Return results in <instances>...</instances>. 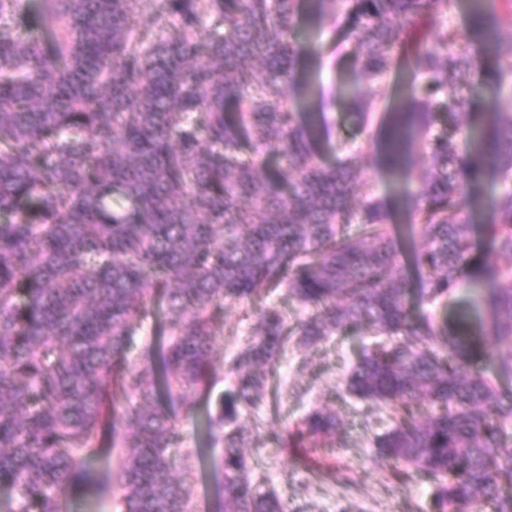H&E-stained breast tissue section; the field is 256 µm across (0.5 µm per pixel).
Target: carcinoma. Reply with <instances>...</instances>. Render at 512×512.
I'll list each match as a JSON object with an SVG mask.
<instances>
[{"instance_id":"obj_1","label":"carcinoma","mask_w":512,"mask_h":512,"mask_svg":"<svg viewBox=\"0 0 512 512\" xmlns=\"http://www.w3.org/2000/svg\"><path fill=\"white\" fill-rule=\"evenodd\" d=\"M297 2L0 0L4 512L112 490L119 512H193L172 449L203 403L221 512H288L243 451L251 412L289 345L361 327L380 340L343 386L391 413L373 465L428 482L430 512H512V388L496 383L512 375V0H466L464 30L448 27L460 0H308L354 42L342 95L404 185L405 252L347 145L317 157L316 113L293 96ZM471 79L496 88L481 125ZM497 184L478 259L472 213ZM467 286L468 314L412 318L411 295L445 306ZM275 292L314 313L288 327ZM257 300L224 356V307ZM342 429L319 408L272 439Z\"/></svg>"}]
</instances>
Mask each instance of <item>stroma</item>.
<instances>
[{"label":"stroma","instance_id":"1","mask_svg":"<svg viewBox=\"0 0 512 512\" xmlns=\"http://www.w3.org/2000/svg\"><path fill=\"white\" fill-rule=\"evenodd\" d=\"M300 50L298 71L312 77L321 89L325 123L335 139L348 142L365 178L373 181L388 206L395 209L392 181L379 161L371 135L353 122L349 107L336 94L339 85L352 77V49L342 30L318 27L307 10L294 19ZM393 225L405 247H412L413 234L407 218L396 211ZM367 339L363 332L332 335L308 349L290 351L281 359L271 385L273 406L253 413L257 429L255 467L268 477V486L296 512H428L430 490L422 481L393 487L385 471L372 466L374 442L384 433L388 419L365 402L341 390L347 371L360 355ZM328 407L344 421L345 430L332 451L312 448H277L267 434L272 424L300 421L313 408ZM187 451L193 455L190 468L178 474L194 489L195 512H218L220 508V451L203 439V417L182 419Z\"/></svg>","mask_w":512,"mask_h":512}]
</instances>
